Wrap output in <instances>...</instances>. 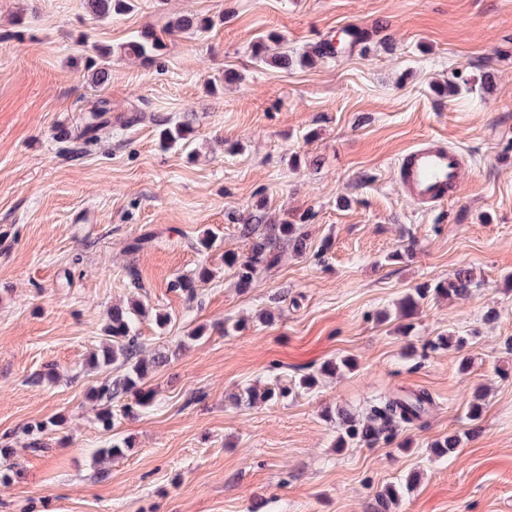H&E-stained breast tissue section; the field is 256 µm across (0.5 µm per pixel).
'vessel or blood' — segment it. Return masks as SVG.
Returning <instances> with one entry per match:
<instances>
[{
	"mask_svg": "<svg viewBox=\"0 0 512 512\" xmlns=\"http://www.w3.org/2000/svg\"><path fill=\"white\" fill-rule=\"evenodd\" d=\"M465 170L463 154L447 140L427 138L406 150L395 164V175L414 205L434 207L454 199Z\"/></svg>",
	"mask_w": 512,
	"mask_h": 512,
	"instance_id": "obj_1",
	"label": "vessel or blood"
}]
</instances>
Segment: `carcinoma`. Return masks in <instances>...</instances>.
I'll return each instance as SVG.
<instances>
[{
    "instance_id": "obj_1",
    "label": "carcinoma",
    "mask_w": 512,
    "mask_h": 512,
    "mask_svg": "<svg viewBox=\"0 0 512 512\" xmlns=\"http://www.w3.org/2000/svg\"><path fill=\"white\" fill-rule=\"evenodd\" d=\"M93 14L99 18H108L114 14H122L130 10L131 0H90ZM212 27L208 18H178L169 23L163 33L153 28L138 32L131 40L122 46L123 54L143 62L156 61L166 48L163 35L179 36L181 34H200ZM283 46V38L274 32L258 40L252 47L253 57L260 63L280 69H288L293 65V55L288 51H271V45ZM112 57V48L105 45L92 47V55L88 57L86 67L93 72L96 83L103 84L108 80V68ZM112 130V107L106 98L97 100L86 112L83 125L76 139L82 141L88 149L100 142V132ZM192 132L190 122L185 120L165 128L162 137L166 141L177 144L189 140ZM241 238L248 240V252L242 256L235 253L224 254V264L235 269L238 287L249 288L257 275L264 269L271 270L278 266L284 251L302 254L307 249V235L301 232V224L297 219H286L280 224H268L263 232H258V225L243 224L239 228ZM211 271L202 267L196 278L178 279L175 288L192 300L196 295V284L209 280ZM473 278L467 270H459L446 282L434 286L419 285L407 293L399 302V316L406 319L414 316L429 293L448 298H463L471 293ZM142 308L131 310L112 308L110 323L106 326L108 342L101 352L93 355V367L107 368L111 365L121 370V374L105 377L97 387L92 389L93 396L99 402L97 420L103 428L113 426L115 413L112 403L128 395L134 396V404L123 406V412L128 414L134 409L149 407L154 394L146 388V380L152 372L164 362L165 356L158 355L151 360L142 356L143 346L139 341L136 327V317L140 316ZM356 367V362L350 357L324 362L315 373L298 376L291 386L280 383L264 387L252 386L245 389L243 396L250 404L266 403L285 398L299 390L311 391L319 383V377L350 372ZM432 400L425 392L410 396L398 394L388 395L377 399L370 405L369 416L362 420L346 410L337 411L336 415H328L340 427L336 440V450L340 451L350 444H359L375 448L381 444H392L405 429L418 425L428 414ZM484 412V396L477 391L467 404V417L472 422L481 419ZM460 438L448 435L431 445L432 452L437 457H445L456 452ZM400 489L388 485L377 493V512H391L397 504Z\"/></svg>"
}]
</instances>
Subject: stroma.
Instances as JSON below:
<instances>
[{"instance_id":"stroma-1","label":"stroma","mask_w":512,"mask_h":512,"mask_svg":"<svg viewBox=\"0 0 512 512\" xmlns=\"http://www.w3.org/2000/svg\"><path fill=\"white\" fill-rule=\"evenodd\" d=\"M181 16L214 25L168 41L153 64L120 53ZM347 28L367 33L366 47L287 70L252 57L271 31L298 55ZM94 43L113 49L101 86L85 69ZM459 74L467 89L441 97L437 85ZM101 96L128 126L70 153ZM186 119L188 142L163 146L160 131ZM430 135L469 164L457 196L422 211L394 166ZM291 213L307 216L306 253L238 288L224 256L246 253L240 225ZM206 229L209 250L197 244ZM203 266L213 277L187 300L173 283ZM462 268L468 298L425 299L406 335L398 318L380 320ZM509 274L512 0H134L103 20L86 0H0V448L13 467L0 512H374L392 483L393 512H512ZM133 300L168 314L138 329L144 355L169 360L148 380L152 406L107 431L89 398L105 373L87 358L113 306ZM440 335L468 344L431 350ZM343 356L357 370L311 392L235 399ZM50 367L55 379L35 383ZM478 387L485 411L472 422ZM420 391L433 406L407 430L409 451L335 450L328 412ZM453 434L457 451L435 457L432 443ZM115 438L129 448L99 459Z\"/></svg>"}]
</instances>
